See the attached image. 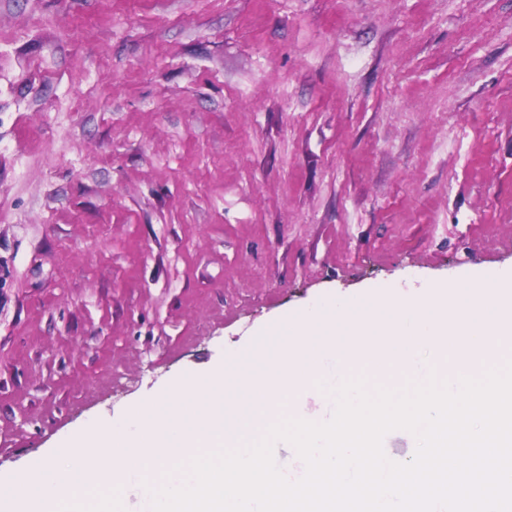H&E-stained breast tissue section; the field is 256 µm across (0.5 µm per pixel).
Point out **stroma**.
Segmentation results:
<instances>
[{
    "label": "stroma",
    "instance_id": "35a3bbf8",
    "mask_svg": "<svg viewBox=\"0 0 512 512\" xmlns=\"http://www.w3.org/2000/svg\"><path fill=\"white\" fill-rule=\"evenodd\" d=\"M512 275V0H0V482L271 325Z\"/></svg>",
    "mask_w": 512,
    "mask_h": 512
}]
</instances>
